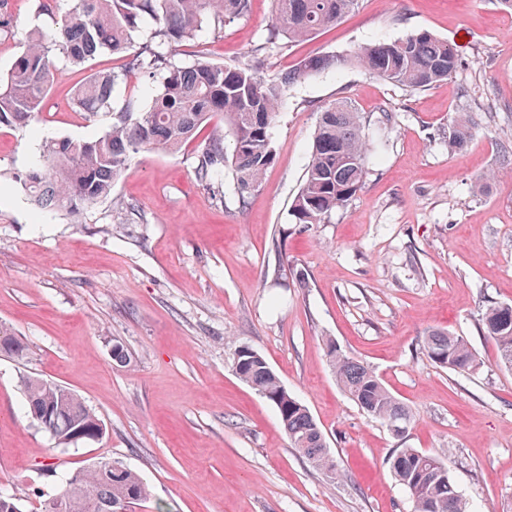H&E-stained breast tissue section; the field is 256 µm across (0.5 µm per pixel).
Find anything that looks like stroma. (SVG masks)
Returning a JSON list of instances; mask_svg holds the SVG:
<instances>
[{
	"instance_id": "stroma-1",
	"label": "stroma",
	"mask_w": 512,
	"mask_h": 512,
	"mask_svg": "<svg viewBox=\"0 0 512 512\" xmlns=\"http://www.w3.org/2000/svg\"><path fill=\"white\" fill-rule=\"evenodd\" d=\"M70 6L0 0V72L32 26L54 28ZM273 15V0H250L222 35L203 26L175 61L257 58L260 77L276 81L305 58L424 29L456 48L458 68L413 93L357 66L314 73L283 90L275 162L258 188L239 195L228 173L214 196L196 176L197 143L145 149L79 224L36 207L18 177L44 141L105 131L110 114L85 117L73 90L89 72L121 70L124 57L63 67L29 125H0V326L27 347L21 360L0 353V493L22 496L24 512L102 460L150 486L131 512H413L390 468L399 448L438 457L472 512H512V371L479 325L486 306L512 305V10L501 0H360L336 27L269 46ZM341 98L369 118L365 184L324 223H294L320 113ZM461 122L468 142L449 150ZM433 330L467 340L477 368L431 361L423 339ZM330 339L407 405L403 437L338 387ZM116 342L128 363L113 360ZM244 343L309 408L335 471L291 448L274 405L236 375ZM24 375L76 393L104 434L57 448L26 411ZM56 456L63 464L46 476Z\"/></svg>"
}]
</instances>
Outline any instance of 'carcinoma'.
<instances>
[{
    "label": "carcinoma",
    "mask_w": 512,
    "mask_h": 512,
    "mask_svg": "<svg viewBox=\"0 0 512 512\" xmlns=\"http://www.w3.org/2000/svg\"><path fill=\"white\" fill-rule=\"evenodd\" d=\"M73 5L50 32L30 34L27 48L8 73L0 76V125L23 126L39 112L60 73L55 58L82 66L103 51L126 54L121 71L93 72L73 93V104L89 117L111 107L112 91L138 71L160 77L152 105L130 103L114 114L112 124L91 139H59L43 148L44 164L28 172L23 184L35 205L67 212L76 223L84 210L112 192L114 180L125 173L133 155L145 148L179 152L193 141L202 125L219 118L197 155L199 181L214 188L216 177L231 167L238 188L259 186L275 160L270 129L278 111L280 86L258 77L253 67H231L198 60L178 65L174 51L193 39L203 24L224 28V19L245 14L249 0H72ZM275 13L267 43L284 37L289 42L310 39L336 25L355 10L359 0H274ZM148 18L153 23L149 42L132 48V33ZM354 63L370 74L411 92L424 91L456 72L455 48L427 30L414 31L392 42L368 44L351 57H308L288 81L329 67ZM366 117L349 101L327 104L316 128L305 180L294 199L297 224H319L346 207L362 189L367 175L369 145L363 133ZM233 137L232 157L224 153V131ZM484 334L496 345L500 363L512 370V305H492L482 314ZM423 349L441 367L468 372L477 358L468 342L441 330L425 336ZM328 357L337 384L368 416L385 427L410 415L368 366L328 343ZM238 377L270 401L279 423L295 448L313 466L323 469L325 435L310 410L288 392L266 360L252 347H238L234 357ZM27 411L50 408L62 398L68 409L54 418L55 443L67 447L98 437L100 419L74 393L39 378H21ZM390 467L409 492L414 512H471L448 469L437 457L414 448H398ZM78 480L40 505L41 512H119L124 501L151 496L140 475L119 464L75 470Z\"/></svg>",
    "instance_id": "cac0c4a2"
}]
</instances>
